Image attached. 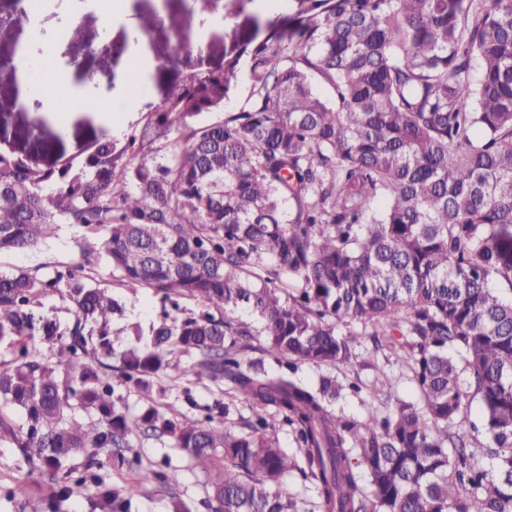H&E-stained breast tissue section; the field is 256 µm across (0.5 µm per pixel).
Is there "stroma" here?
<instances>
[{
  "mask_svg": "<svg viewBox=\"0 0 512 512\" xmlns=\"http://www.w3.org/2000/svg\"><path fill=\"white\" fill-rule=\"evenodd\" d=\"M164 14H157L154 0H135L141 27L147 31L146 40L151 57L147 63L150 89L147 95L130 108L111 105L106 113H89L77 106L65 112L43 114L40 101L21 104L15 82L0 83V139H5L17 151L25 154L39 149L46 160L60 157L76 163L82 162L102 134L118 136L140 128L149 115L161 105L169 86L180 81L191 69H213L224 62V54L242 36L253 29L254 18L263 19L287 16L290 0H164ZM102 13L87 7L71 14L58 9L46 14L43 25L57 34L62 54L70 60L82 59L103 75L104 91H111L114 70L125 48V31L114 27L112 51L98 52L97 43L101 30ZM202 29L204 47L193 55H183L176 46V35ZM65 126V138H58V126ZM82 230L67 224L60 225L56 236L38 249L23 252L0 253V274H10L20 269H41L50 272L55 266L70 262L76 251L77 241L82 240ZM95 280L112 288L124 306V313L115 318L112 327L119 330L115 350L134 344L127 328L137 324L149 328L161 310L159 300L146 289L130 291L119 286L106 261H99ZM391 378L390 392L372 395L361 392L357 396L341 398L336 403L338 414L366 419L373 413H387L395 399L417 401L413 384L399 364L386 365ZM224 400L228 412L224 416L225 428L239 432L253 420L256 410L241 398L223 397L218 386L210 380H191L177 388L167 389L159 396V403L168 405L170 413L180 417L203 416L208 406ZM135 449L143 462L169 463L178 471V492L190 512H211L208 506L207 476L190 465L187 458L166 439L143 438L137 440ZM106 482L126 488L132 512H168L169 496L165 488L144 486L127 470L104 465L101 470ZM47 477L40 469L24 461L9 443L0 444V484L14 491L12 500L0 499V512H41L40 498Z\"/></svg>",
  "mask_w": 512,
  "mask_h": 512,
  "instance_id": "obj_1",
  "label": "stroma"
}]
</instances>
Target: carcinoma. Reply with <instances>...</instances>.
Wrapping results in <instances>:
<instances>
[{
  "label": "carcinoma",
  "mask_w": 512,
  "mask_h": 512,
  "mask_svg": "<svg viewBox=\"0 0 512 512\" xmlns=\"http://www.w3.org/2000/svg\"><path fill=\"white\" fill-rule=\"evenodd\" d=\"M292 2L81 165L0 149V252L34 250L61 224L96 237L50 274H0V345L12 348L0 400L26 415L18 430L0 414V440L48 470L46 512L86 484L93 512H131L98 474L103 452L189 512L178 474L134 451L140 436L210 475L213 512H297L298 465L268 433L269 410L296 432L320 512H512V298L488 283L512 292V0ZM245 70L250 96L226 112ZM102 256L119 285L172 307L147 332L133 326L139 345L115 364L123 307L90 284ZM49 293L73 327L38 312ZM184 297L202 310L179 316ZM240 305L278 370L249 356L253 325L228 314ZM35 335L58 345L53 357ZM360 348L393 354L421 404L342 416L333 406L359 382L297 376ZM192 377L259 410L247 431L224 428L219 400L202 419L154 402L158 379ZM131 387L147 399L135 416L120 393ZM474 402L480 437L461 431Z\"/></svg>",
  "instance_id": "obj_1"
}]
</instances>
